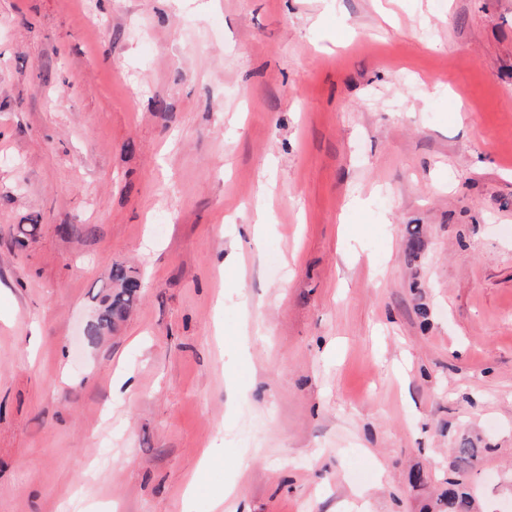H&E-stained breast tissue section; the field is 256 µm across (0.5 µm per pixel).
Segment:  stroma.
Returning a JSON list of instances; mask_svg holds the SVG:
<instances>
[{"label": "stroma", "mask_w": 512, "mask_h": 512, "mask_svg": "<svg viewBox=\"0 0 512 512\" xmlns=\"http://www.w3.org/2000/svg\"><path fill=\"white\" fill-rule=\"evenodd\" d=\"M465 436L512 512V0H0V512H422ZM108 281L110 292L104 295L101 300L103 310L97 321L87 328V336L91 340L99 337L104 330L112 329L114 324L126 317L134 297L141 288L139 278L122 265L111 267ZM112 285L119 288L117 292L112 293Z\"/></svg>", "instance_id": "35a3bbf8"}]
</instances>
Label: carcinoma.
<instances>
[{
	"label": "carcinoma",
	"instance_id": "1",
	"mask_svg": "<svg viewBox=\"0 0 512 512\" xmlns=\"http://www.w3.org/2000/svg\"><path fill=\"white\" fill-rule=\"evenodd\" d=\"M109 285L118 288L101 300L103 310L96 322L87 328V336L94 339L103 331L123 320L131 307L134 297L141 288L139 278L122 265L111 267ZM487 448H477L468 438L460 440L448 458L444 488L435 502L437 512H476L477 488L472 482L473 469L483 461Z\"/></svg>",
	"mask_w": 512,
	"mask_h": 512
}]
</instances>
